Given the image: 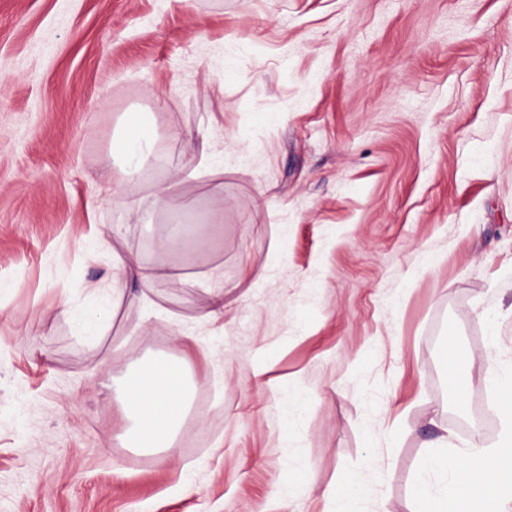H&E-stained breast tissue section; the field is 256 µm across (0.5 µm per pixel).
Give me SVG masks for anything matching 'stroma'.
<instances>
[{
    "label": "stroma",
    "mask_w": 512,
    "mask_h": 512,
    "mask_svg": "<svg viewBox=\"0 0 512 512\" xmlns=\"http://www.w3.org/2000/svg\"><path fill=\"white\" fill-rule=\"evenodd\" d=\"M134 109L158 155L112 202ZM117 255L187 284L78 335ZM143 356L196 379L169 460L119 438ZM511 376L512 0H0V512H336L348 474L424 512L427 442L497 441ZM63 315L71 320L81 336H102L106 329V324L96 314H78L69 308L62 311Z\"/></svg>",
    "instance_id": "35a3bbf8"
}]
</instances>
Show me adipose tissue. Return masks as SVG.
I'll return each mask as SVG.
<instances>
[{
	"label": "adipose tissue",
	"instance_id": "obj_1",
	"mask_svg": "<svg viewBox=\"0 0 512 512\" xmlns=\"http://www.w3.org/2000/svg\"><path fill=\"white\" fill-rule=\"evenodd\" d=\"M156 119L151 112H129L112 137L109 160L123 172L136 171L155 146ZM119 275L135 280V298L161 319L165 310L156 306L152 294L157 282H178V275L164 265H143L129 258H117ZM131 372L116 383L114 393L121 405L126 427L124 446L142 452H171L173 437L191 404L195 382L187 359L156 357L135 360ZM434 468L451 472L452 478L439 493H432L426 478L414 487L416 498L424 500L430 512H506L512 501V412L504 420L499 441L490 446L465 442L451 444L447 435L431 442Z\"/></svg>",
	"mask_w": 512,
	"mask_h": 512
}]
</instances>
